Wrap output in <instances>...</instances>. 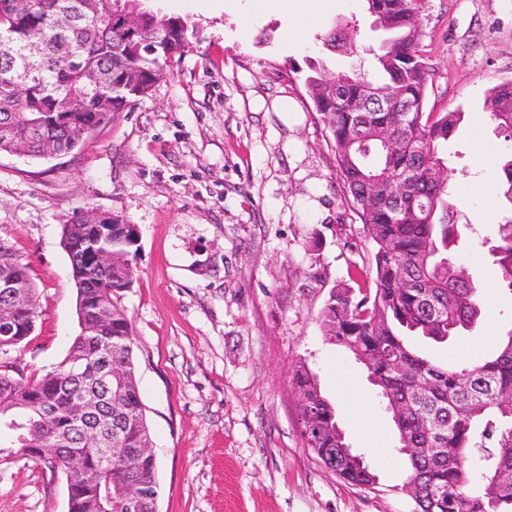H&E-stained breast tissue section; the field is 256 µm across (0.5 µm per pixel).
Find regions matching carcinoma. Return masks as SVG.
I'll return each mask as SVG.
<instances>
[{
	"mask_svg": "<svg viewBox=\"0 0 512 512\" xmlns=\"http://www.w3.org/2000/svg\"><path fill=\"white\" fill-rule=\"evenodd\" d=\"M151 2L0 0V15L13 31L11 41H0V152L71 153L80 145L75 127L108 125L164 79L172 60L190 47V24ZM362 2L386 33L376 54L383 81L356 70L326 74L315 65L304 77L329 129L337 174L374 246L369 287L332 289L321 326L378 378L379 402L413 448L403 460L415 512H512V480L503 477L512 472V408L500 403L501 395H512V330L476 364L440 365L408 342L420 336L444 343L472 329L483 311L477 284L451 253L457 209L443 148L463 113L425 111L431 71L419 49L418 0ZM116 3L143 18L140 32L114 22ZM324 43L353 48L343 29H332ZM487 108L496 130L512 140V81L490 90ZM501 170V192L512 204V156ZM406 172L413 176L391 192ZM85 214L73 213L62 246L72 276L84 284L77 296L88 311L78 318L66 356L50 370L29 372L17 356L11 378H0V404L21 423L9 444L0 443V465L14 462L12 451L61 470L68 512H126L123 496L132 487L147 483L159 490L157 458L124 462L151 442L134 329L117 302L135 277L125 260L134 245L120 217L112 235L102 237ZM97 251L110 253L111 261H96ZM489 253L501 287L512 293V220L500 225ZM6 271L36 294L26 266L13 259ZM37 317L33 300L15 309L10 351H21ZM110 354L117 363L106 384L93 375L70 378L76 362ZM292 377L300 414L311 412L305 446L346 483L375 488L378 475L366 460L341 455L345 439L335 406L307 365L295 366ZM96 392L100 412L76 420L74 403Z\"/></svg>",
	"mask_w": 512,
	"mask_h": 512,
	"instance_id": "obj_1",
	"label": "carcinoma"
}]
</instances>
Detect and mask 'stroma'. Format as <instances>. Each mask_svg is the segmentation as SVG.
I'll use <instances>...</instances> for the list:
<instances>
[{"label":"stroma","mask_w":512,"mask_h":512,"mask_svg":"<svg viewBox=\"0 0 512 512\" xmlns=\"http://www.w3.org/2000/svg\"><path fill=\"white\" fill-rule=\"evenodd\" d=\"M190 19L192 46L146 97L70 154L0 153V248L26 265L39 317L30 368L50 370L78 331L61 233L77 209L118 215L140 240L119 303L136 335L142 401L158 460L159 512H414L389 414L366 369L326 339L332 287L369 266L373 246L336 177L330 133L304 84L309 63L371 69L380 35L358 0H155ZM357 23L356 50L323 36ZM431 67L426 109L464 118L448 143L460 238L454 253L484 312L430 347L440 363L483 360L512 329L487 241L512 217L499 187V135L485 99L512 81V0H420ZM306 363L347 443L379 474L345 483L301 439L290 372ZM62 472L0 465V512H67Z\"/></svg>","instance_id":"35a3bbf8"}]
</instances>
